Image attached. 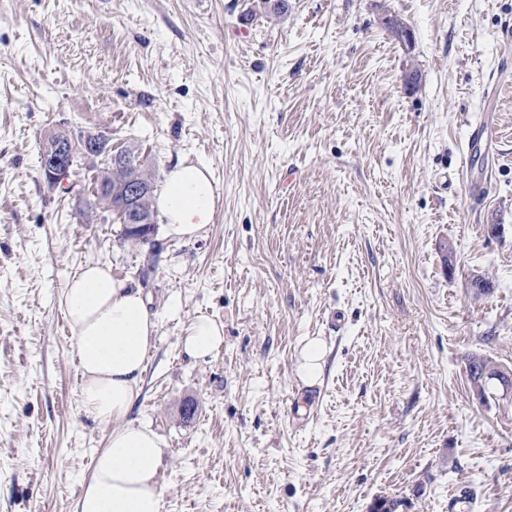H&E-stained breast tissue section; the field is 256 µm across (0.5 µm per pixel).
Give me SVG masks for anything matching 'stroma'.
Listing matches in <instances>:
<instances>
[{"label":"stroma","instance_id":"stroma-1","mask_svg":"<svg viewBox=\"0 0 512 512\" xmlns=\"http://www.w3.org/2000/svg\"><path fill=\"white\" fill-rule=\"evenodd\" d=\"M61 129L160 188L206 167L212 224L125 238L90 205L96 161L44 182ZM90 264L159 319L129 419L164 443L165 512H448L452 490L512 512V394L465 373L512 368V0H0V512H73L108 443L59 305ZM198 317L217 354L184 352ZM182 344L186 352L194 357L213 355L224 344V326L209 318L191 321ZM325 356L326 350L320 342L311 341L305 346L302 369L308 380H315L321 375Z\"/></svg>","mask_w":512,"mask_h":512}]
</instances>
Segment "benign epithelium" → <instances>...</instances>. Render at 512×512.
I'll use <instances>...</instances> for the list:
<instances>
[{
  "instance_id": "1",
  "label": "benign epithelium",
  "mask_w": 512,
  "mask_h": 512,
  "mask_svg": "<svg viewBox=\"0 0 512 512\" xmlns=\"http://www.w3.org/2000/svg\"><path fill=\"white\" fill-rule=\"evenodd\" d=\"M102 154L109 155L110 166L117 172L140 165L138 155L128 150L112 152L107 138L99 134L81 136L82 156L96 157ZM40 156L41 172L51 187L67 181L74 171V148L71 138L65 133L48 138L43 143ZM153 190L154 183L150 178L132 177L101 184L97 197L105 202L104 209L117 214L127 232L148 234L155 224V215L144 207V203Z\"/></svg>"
}]
</instances>
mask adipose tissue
I'll return each instance as SVG.
<instances>
[{
	"mask_svg": "<svg viewBox=\"0 0 512 512\" xmlns=\"http://www.w3.org/2000/svg\"><path fill=\"white\" fill-rule=\"evenodd\" d=\"M215 197L206 168L174 167L158 197L167 234L198 236L213 220ZM60 307L76 339L81 407L113 426L107 447L94 455L74 512H164L157 483L163 443L149 426L128 420L140 397L156 315L140 288L98 265L82 268L66 283ZM223 343V324L209 318L191 321L182 339L186 352L198 358L218 352Z\"/></svg>",
	"mask_w": 512,
	"mask_h": 512,
	"instance_id": "adipose-tissue-1",
	"label": "adipose tissue"
}]
</instances>
